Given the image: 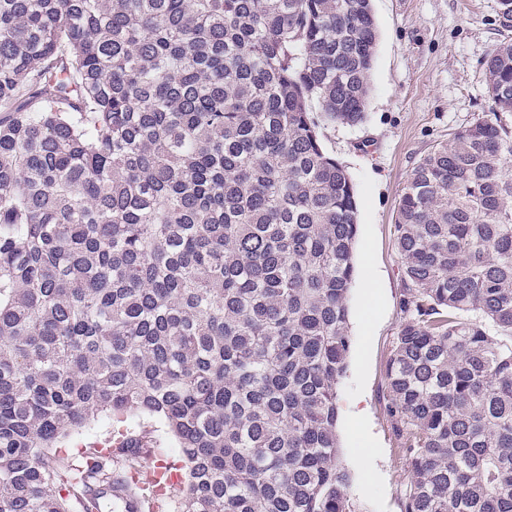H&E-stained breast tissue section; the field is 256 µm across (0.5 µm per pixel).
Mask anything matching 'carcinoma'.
Returning <instances> with one entry per match:
<instances>
[{
  "mask_svg": "<svg viewBox=\"0 0 512 512\" xmlns=\"http://www.w3.org/2000/svg\"><path fill=\"white\" fill-rule=\"evenodd\" d=\"M370 0H0V512H352L337 387L357 197L319 120L365 118ZM491 116L399 199L387 411L403 512H512V39ZM505 332L491 336L486 325Z\"/></svg>",
  "mask_w": 512,
  "mask_h": 512,
  "instance_id": "cac0c4a2",
  "label": "carcinoma"
}]
</instances>
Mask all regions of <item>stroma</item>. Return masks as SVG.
Returning <instances> with one entry per match:
<instances>
[{
  "instance_id": "1",
  "label": "stroma",
  "mask_w": 512,
  "mask_h": 512,
  "mask_svg": "<svg viewBox=\"0 0 512 512\" xmlns=\"http://www.w3.org/2000/svg\"><path fill=\"white\" fill-rule=\"evenodd\" d=\"M379 31L365 120L321 123L324 149L358 196L351 349L339 383L340 460L355 512H402L411 473L386 410L385 366L403 322L395 247L399 198L415 166L493 102L484 63L505 32L498 0H371Z\"/></svg>"
}]
</instances>
